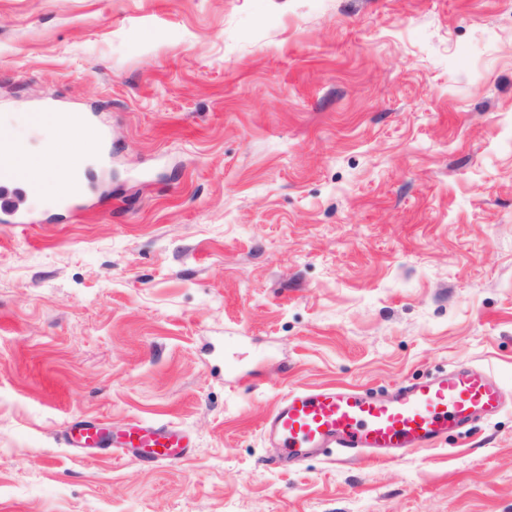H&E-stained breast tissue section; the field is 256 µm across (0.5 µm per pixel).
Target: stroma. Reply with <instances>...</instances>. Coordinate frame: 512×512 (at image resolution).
Here are the masks:
<instances>
[{"label": "stroma", "instance_id": "obj_1", "mask_svg": "<svg viewBox=\"0 0 512 512\" xmlns=\"http://www.w3.org/2000/svg\"><path fill=\"white\" fill-rule=\"evenodd\" d=\"M109 128L0 223V512H512V406L281 468L289 391L459 363L512 395V0H0V112ZM170 422L177 464L66 421ZM49 114H54L61 118H63L65 115L73 116L76 119L82 132L85 133V135L93 142H95L100 148V154L97 156L98 164L101 167H105L108 164L109 155L106 147L109 132L108 129L97 120L95 115L91 117L88 115H79L71 112H56L55 107L46 106L42 108L40 112L29 113L27 115V121L32 126H39L46 122Z\"/></svg>", "mask_w": 512, "mask_h": 512}]
</instances>
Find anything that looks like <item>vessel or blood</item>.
Masks as SVG:
<instances>
[{
    "label": "vessel or blood",
    "instance_id": "obj_1",
    "mask_svg": "<svg viewBox=\"0 0 512 512\" xmlns=\"http://www.w3.org/2000/svg\"><path fill=\"white\" fill-rule=\"evenodd\" d=\"M76 121L98 145L99 165H107V128L93 116L80 115ZM23 151V142L0 143L1 186L27 181V173L13 162ZM502 406V390L489 370L460 364L386 393L333 385L289 392L263 423L261 437L277 442L290 461L317 452L344 459L382 452L394 460L436 448L449 430H471L476 421L493 417ZM62 434L68 448H106L122 458L135 453L148 463L181 462L190 446L184 430L170 422L134 421L113 434L99 420H70Z\"/></svg>",
    "mask_w": 512,
    "mask_h": 512
}]
</instances>
